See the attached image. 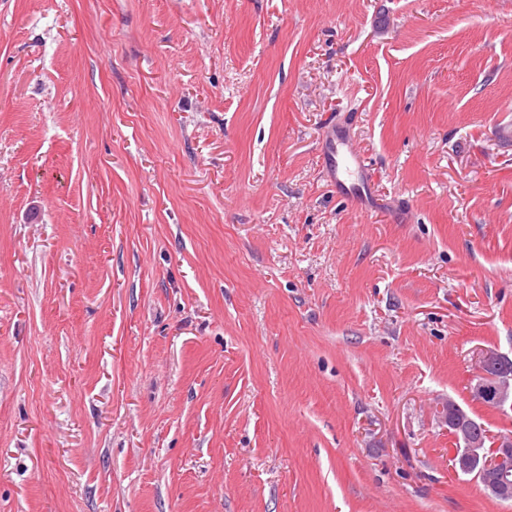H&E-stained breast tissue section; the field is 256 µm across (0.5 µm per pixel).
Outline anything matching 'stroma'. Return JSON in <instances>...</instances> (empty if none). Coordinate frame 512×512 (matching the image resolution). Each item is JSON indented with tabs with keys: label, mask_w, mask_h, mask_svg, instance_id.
I'll list each match as a JSON object with an SVG mask.
<instances>
[{
	"label": "stroma",
	"mask_w": 512,
	"mask_h": 512,
	"mask_svg": "<svg viewBox=\"0 0 512 512\" xmlns=\"http://www.w3.org/2000/svg\"><path fill=\"white\" fill-rule=\"evenodd\" d=\"M483 349L512 0H0V512H512ZM345 143L336 134V181L341 183L350 194L364 193L365 182L363 180L364 166L359 159V155L349 147L346 151L343 149ZM357 176V182L347 187V183L353 181ZM445 423H448V431L452 430L453 436L459 448H455L453 457L454 468L467 470L475 459L480 458L483 449V441L478 432L467 425L460 406L448 398L441 403ZM446 411L447 414H446ZM496 455L485 463L481 485L491 495L512 499V484L506 482L512 474V438H502L496 446Z\"/></svg>",
	"instance_id": "1"
}]
</instances>
